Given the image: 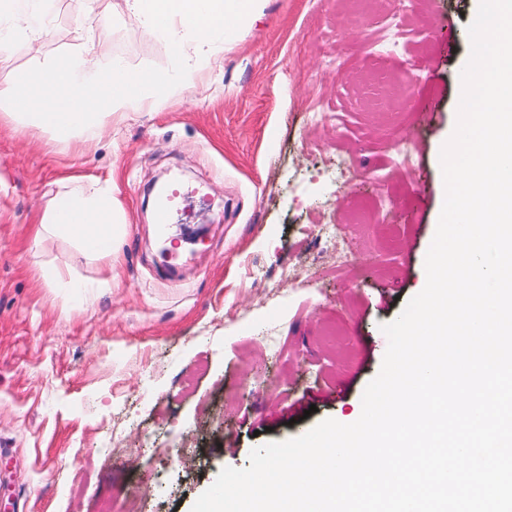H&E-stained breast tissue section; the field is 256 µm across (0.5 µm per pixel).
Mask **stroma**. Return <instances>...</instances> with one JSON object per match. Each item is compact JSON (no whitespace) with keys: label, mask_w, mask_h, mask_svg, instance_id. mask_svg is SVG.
<instances>
[{"label":"stroma","mask_w":512,"mask_h":512,"mask_svg":"<svg viewBox=\"0 0 512 512\" xmlns=\"http://www.w3.org/2000/svg\"><path fill=\"white\" fill-rule=\"evenodd\" d=\"M80 0H52L56 38L0 80L65 54ZM479 0H269L203 86L81 151L0 127V512H191L222 468L362 408L381 327L426 284ZM411 10L405 51L384 43ZM102 57L166 69V46L116 22ZM326 117L308 121L312 106ZM410 139L411 171L392 145ZM349 155L362 175L330 172ZM201 184L161 255L147 191ZM114 177L129 217L117 262L33 226L64 178ZM397 203L353 234L351 270L320 224ZM56 265L73 287L50 288ZM280 337L271 357L267 338Z\"/></svg>","instance_id":"obj_1"}]
</instances>
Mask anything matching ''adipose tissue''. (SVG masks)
I'll use <instances>...</instances> for the list:
<instances>
[{"instance_id": "ef3b65f1", "label": "adipose tissue", "mask_w": 512, "mask_h": 512, "mask_svg": "<svg viewBox=\"0 0 512 512\" xmlns=\"http://www.w3.org/2000/svg\"><path fill=\"white\" fill-rule=\"evenodd\" d=\"M73 22V43L16 80L0 81V123L20 124L57 143L94 145L141 112H151L195 88L203 71L221 65L230 42L263 0H115L111 12L86 0ZM138 24L163 41L176 64L133 70L120 58L101 60L98 48L113 19ZM53 34L47 0H0V61L18 43L39 52ZM127 222L113 178L70 177L41 215L37 238L69 239L95 259L115 258Z\"/></svg>"}]
</instances>
